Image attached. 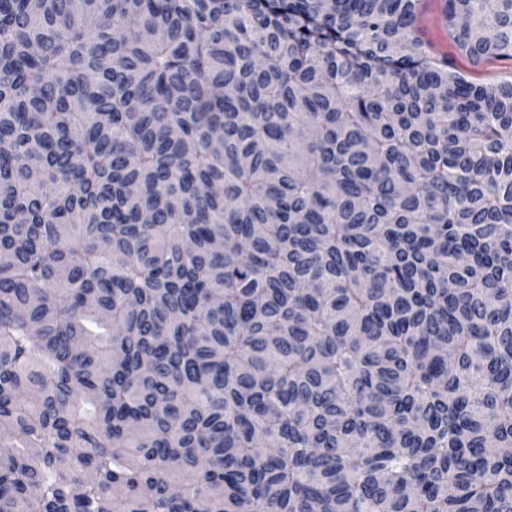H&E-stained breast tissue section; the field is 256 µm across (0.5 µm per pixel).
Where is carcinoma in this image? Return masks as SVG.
Listing matches in <instances>:
<instances>
[{"label":"carcinoma","mask_w":512,"mask_h":512,"mask_svg":"<svg viewBox=\"0 0 512 512\" xmlns=\"http://www.w3.org/2000/svg\"><path fill=\"white\" fill-rule=\"evenodd\" d=\"M418 2L0 0V512H512V81ZM446 0H420L421 35L432 51L448 58L457 72L474 84L512 80V58H491L477 62L458 44L445 19Z\"/></svg>","instance_id":"1"}]
</instances>
